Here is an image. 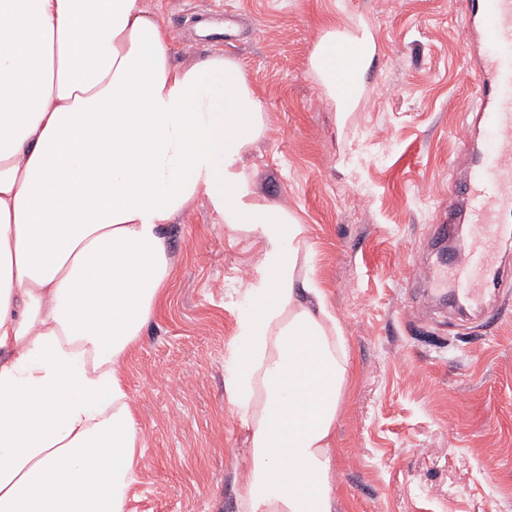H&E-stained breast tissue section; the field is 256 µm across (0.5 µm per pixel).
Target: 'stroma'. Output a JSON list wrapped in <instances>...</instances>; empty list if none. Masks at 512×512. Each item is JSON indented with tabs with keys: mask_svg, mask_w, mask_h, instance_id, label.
I'll use <instances>...</instances> for the list:
<instances>
[{
	"mask_svg": "<svg viewBox=\"0 0 512 512\" xmlns=\"http://www.w3.org/2000/svg\"><path fill=\"white\" fill-rule=\"evenodd\" d=\"M216 1L238 18L223 52L265 110L253 189L304 224L351 360L336 512H512V291L463 317L430 297L412 260L457 206L452 178L469 164L455 134L473 94L468 0H145L176 65L210 55L193 38ZM331 24L368 26L375 43L367 93L343 118L309 71ZM164 236L170 276L122 363L146 434L126 512H236L243 435L224 364L256 248L203 197Z\"/></svg>",
	"mask_w": 512,
	"mask_h": 512,
	"instance_id": "35a3bbf8",
	"label": "stroma"
}]
</instances>
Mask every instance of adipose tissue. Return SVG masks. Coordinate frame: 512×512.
Instances as JSON below:
<instances>
[{
  "label": "adipose tissue",
  "instance_id": "ef3b65f1",
  "mask_svg": "<svg viewBox=\"0 0 512 512\" xmlns=\"http://www.w3.org/2000/svg\"><path fill=\"white\" fill-rule=\"evenodd\" d=\"M336 31L310 70L336 102ZM264 110L241 63L179 67L143 0H0V512H125L144 442L121 376L198 196L259 243L224 386L238 512H335L350 360L305 227L257 201Z\"/></svg>",
  "mask_w": 512,
  "mask_h": 512
}]
</instances>
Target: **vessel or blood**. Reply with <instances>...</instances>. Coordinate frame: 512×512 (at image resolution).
Returning <instances> with one entry per match:
<instances>
[{"instance_id": "b4317fda", "label": "vessel or blood", "mask_w": 512, "mask_h": 512, "mask_svg": "<svg viewBox=\"0 0 512 512\" xmlns=\"http://www.w3.org/2000/svg\"><path fill=\"white\" fill-rule=\"evenodd\" d=\"M467 47L474 68V117L458 133L473 149L470 166L456 186L463 211L441 216L434 240L448 242L440 281L454 304L484 307L512 281V268L499 264L503 245L512 240V0H471ZM336 94L353 100L352 72L365 63L358 42L336 39ZM468 222L460 236V222Z\"/></svg>"}]
</instances>
